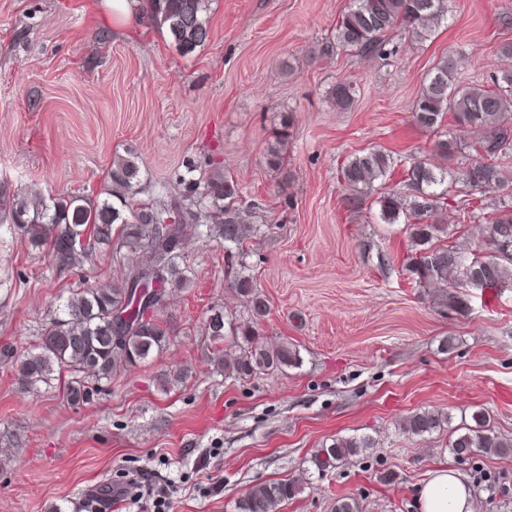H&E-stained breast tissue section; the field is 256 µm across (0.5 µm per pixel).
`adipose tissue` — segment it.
Here are the masks:
<instances>
[{
    "label": "adipose tissue",
    "instance_id": "obj_1",
    "mask_svg": "<svg viewBox=\"0 0 512 512\" xmlns=\"http://www.w3.org/2000/svg\"><path fill=\"white\" fill-rule=\"evenodd\" d=\"M420 512H477L478 503L462 475L442 465L417 490Z\"/></svg>",
    "mask_w": 512,
    "mask_h": 512
}]
</instances>
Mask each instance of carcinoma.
<instances>
[{
  "mask_svg": "<svg viewBox=\"0 0 512 512\" xmlns=\"http://www.w3.org/2000/svg\"><path fill=\"white\" fill-rule=\"evenodd\" d=\"M211 0H150V14L181 55H190L210 40L208 12ZM448 14V0H350L336 23V45L358 56L387 57L395 52L391 34L401 28L417 40L428 37ZM458 59L448 54L438 60L420 94L412 116L421 127L440 132L446 118L462 131H474L469 142L439 139L437 153L448 161L460 160L457 175L427 159H413L405 167L404 191L380 197V218L386 224L404 223L411 242L408 268L421 285L481 290L512 286V69H496L492 86L458 83ZM330 97L340 111L355 104L356 85L339 82ZM390 156L380 150H361L341 165L339 174L351 191L371 189L386 179ZM140 166L129 154L114 158L111 188L103 199L83 196L47 199L27 192L0 205L11 223L36 247H49L52 261L66 268L97 245L116 244V250L136 258L124 276L73 291L44 325L40 341L20 361L18 375L28 383L45 382L55 372L74 374L69 387L73 403L90 400L93 393L77 379L91 375L110 379L117 369L153 357L169 341L163 318L169 288L183 282L177 248L190 236H210L219 229L224 242L242 248L246 230L239 224L240 188L229 177L186 179L183 199L136 204L133 198ZM497 193L492 203L485 194ZM121 200L123 209L112 203ZM449 209L476 224L487 226L486 246L471 257L464 248L444 245L445 227L436 219ZM232 288L245 299L237 315L222 306L210 309L204 331L222 342L226 334L235 350H217L224 374L247 378L262 371L289 367L299 352L288 342L268 347L257 325L267 314V303L250 279L239 276ZM473 424L451 426V416L417 410L404 417L403 432L413 436L448 428V448L459 459L481 454L511 456L512 440L489 427L482 411L471 415ZM375 447L370 435L338 437L317 449L310 462L324 472L364 456ZM305 485L291 480H269L251 487L240 499L238 512H281L282 504L304 492Z\"/></svg>",
  "mask_w": 512,
  "mask_h": 512,
  "instance_id": "1",
  "label": "carcinoma"
}]
</instances>
